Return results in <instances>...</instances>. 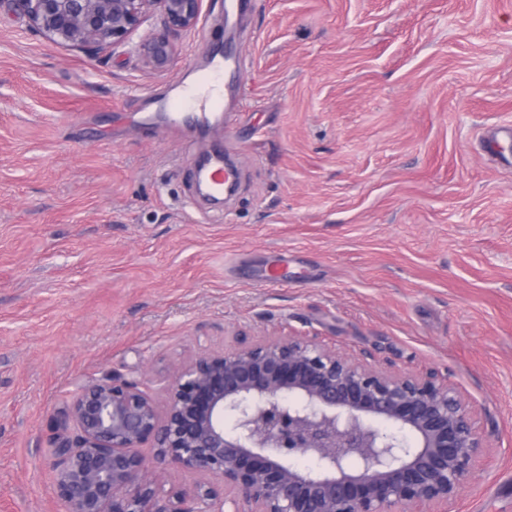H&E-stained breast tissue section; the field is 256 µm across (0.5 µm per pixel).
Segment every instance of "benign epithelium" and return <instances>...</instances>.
I'll return each instance as SVG.
<instances>
[{"label": "benign epithelium", "instance_id": "obj_1", "mask_svg": "<svg viewBox=\"0 0 512 512\" xmlns=\"http://www.w3.org/2000/svg\"><path fill=\"white\" fill-rule=\"evenodd\" d=\"M13 2L45 41L97 53L158 13L163 32L138 51L163 71L203 0ZM234 339L177 367L162 409L141 380L77 387L65 411L76 434L54 448L65 512H449L485 440L448 373L396 370L291 332ZM170 467L206 480L163 496Z\"/></svg>", "mask_w": 512, "mask_h": 512}]
</instances>
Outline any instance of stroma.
Instances as JSON below:
<instances>
[{"mask_svg": "<svg viewBox=\"0 0 512 512\" xmlns=\"http://www.w3.org/2000/svg\"><path fill=\"white\" fill-rule=\"evenodd\" d=\"M92 54L0 0V512H63L51 448L75 389L288 329L449 371L487 449L455 512H512V0H252L238 115L138 125L222 50L203 0L166 71ZM214 143L239 185L199 197ZM293 274L266 282L276 260Z\"/></svg>", "mask_w": 512, "mask_h": 512, "instance_id": "35a3bbf8", "label": "stroma"}]
</instances>
